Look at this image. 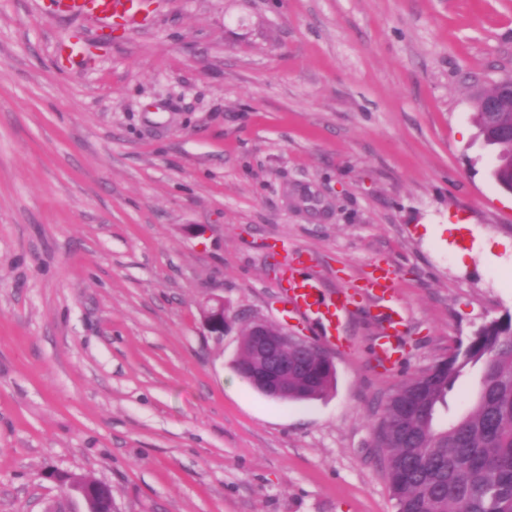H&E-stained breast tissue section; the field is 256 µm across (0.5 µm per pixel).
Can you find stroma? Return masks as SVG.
<instances>
[{
    "label": "stroma",
    "instance_id": "35a3bbf8",
    "mask_svg": "<svg viewBox=\"0 0 512 512\" xmlns=\"http://www.w3.org/2000/svg\"><path fill=\"white\" fill-rule=\"evenodd\" d=\"M149 25L0 0V512L51 471L118 512H398L388 396L512 316V192L474 101L512 78V0H146ZM75 47L57 54L59 39ZM395 275L401 359L353 307L324 398L236 372L219 294L314 344L282 275ZM202 315L204 324L211 336L221 338L231 326V322L226 316L223 296L214 295L210 297L202 310ZM376 354L383 362L395 365L401 358V346L398 336L387 331L376 344ZM60 480L63 482L65 489H63L62 493V499L56 503H54L50 509L52 512H67L71 510L72 503L73 502V496L70 488L74 487H86L91 486L95 484V479H91L84 475H79L75 473H65L62 474L60 477ZM111 485L108 483L97 480V483L90 491V495L93 497L98 498V495L101 492H107L110 491ZM71 500V501H70Z\"/></svg>",
    "mask_w": 512,
    "mask_h": 512
}]
</instances>
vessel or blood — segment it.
<instances>
[{"label":"vessel or blood","instance_id":"vessel-or-blood-1","mask_svg":"<svg viewBox=\"0 0 512 512\" xmlns=\"http://www.w3.org/2000/svg\"><path fill=\"white\" fill-rule=\"evenodd\" d=\"M62 7L73 14L123 20L134 15L137 0H64ZM284 275L289 285L285 297L287 304L299 315L317 320L322 326L325 342L344 346L346 339L342 326L353 303L352 296L342 292L325 295L318 277L306 267L286 265ZM359 286L372 297L389 327L376 345V354L381 361L396 364L401 358V346L394 331L402 324L403 316L393 303L392 273L388 268L377 267L375 275L361 280Z\"/></svg>","mask_w":512,"mask_h":512}]
</instances>
